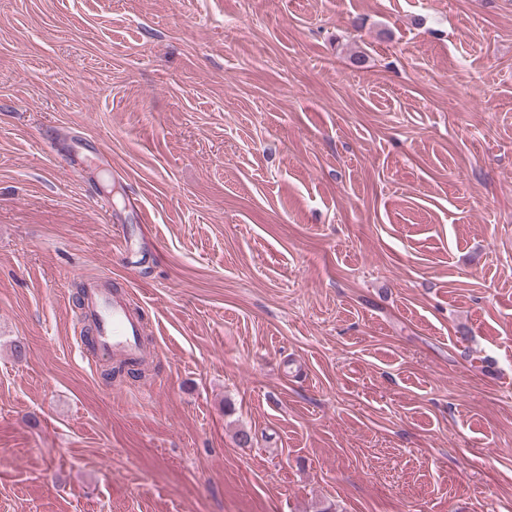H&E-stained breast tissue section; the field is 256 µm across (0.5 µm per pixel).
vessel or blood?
I'll list each match as a JSON object with an SVG mask.
<instances>
[{
	"label": "vessel or blood",
	"instance_id": "obj_1",
	"mask_svg": "<svg viewBox=\"0 0 512 512\" xmlns=\"http://www.w3.org/2000/svg\"><path fill=\"white\" fill-rule=\"evenodd\" d=\"M84 288L81 314L96 333L100 354L140 360L144 354V325L125 294L107 288L99 278L88 280Z\"/></svg>",
	"mask_w": 512,
	"mask_h": 512
}]
</instances>
